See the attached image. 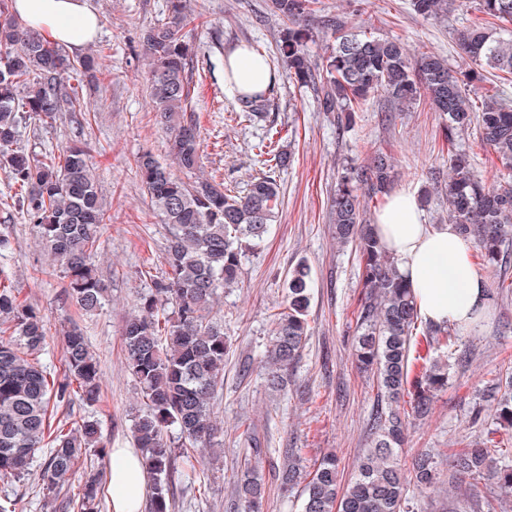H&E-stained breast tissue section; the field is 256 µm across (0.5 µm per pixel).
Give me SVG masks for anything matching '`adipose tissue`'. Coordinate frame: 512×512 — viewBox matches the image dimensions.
I'll list each match as a JSON object with an SVG mask.
<instances>
[{
    "label": "adipose tissue",
    "mask_w": 512,
    "mask_h": 512,
    "mask_svg": "<svg viewBox=\"0 0 512 512\" xmlns=\"http://www.w3.org/2000/svg\"><path fill=\"white\" fill-rule=\"evenodd\" d=\"M12 11L76 54L99 30L90 0H13ZM224 64L239 93H265L275 83L263 57L250 48L237 47ZM376 229L413 291L420 318L466 326L485 313V285L472 269L471 244L455 225L425 223L418 198L397 191L380 213ZM110 482L112 512H146L149 486L138 449H113Z\"/></svg>",
    "instance_id": "1"
}]
</instances>
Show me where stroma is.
Wrapping results in <instances>:
<instances>
[{
	"label": "stroma",
	"instance_id": "1",
	"mask_svg": "<svg viewBox=\"0 0 512 512\" xmlns=\"http://www.w3.org/2000/svg\"><path fill=\"white\" fill-rule=\"evenodd\" d=\"M100 26L87 51L98 59L95 81L81 71L69 74L81 85L88 124L63 114L50 127L30 125L20 144L32 154L61 152L72 141L92 147L98 191L110 218L103 225L96 264L107 289L101 309L87 314L67 296V281L35 243L31 224L13 200L18 189L0 168V283L44 316L50 344L41 363L60 366L63 333L80 326L100 364L101 400L90 407L80 400L61 406L57 416L75 422L98 420L107 448L134 447L133 423L144 409L140 387L131 375L122 340L125 318L163 270L166 229L136 173L135 158L151 151L171 163L169 136L155 122L147 92L145 29L165 17V0H92ZM196 21L186 30L193 47L192 110L200 122L204 171L231 192L244 190L264 170L258 143L274 130L280 150L291 161L281 170L279 213L264 246L248 254L239 287L221 293L214 313L224 325L229 353L224 360V389L213 404L222 427L216 454L200 459L194 479L173 473L168 484L174 512H229L235 485L244 469L250 431L267 449L264 467L282 461L286 448L298 449L305 467L333 451L343 465L371 446L377 385L355 363L354 312L361 298V269L352 246L338 245L332 235L329 200L343 165H367L373 151L384 149L395 161L394 190L428 194L423 208L429 224L447 223V206L434 189L448 173L443 120L428 102L401 112L383 94H375L353 125L338 130L335 113L320 111L311 89L277 71L261 117L245 121L234 90L224 79V57L244 44L267 58L278 55L282 19L270 0H191ZM340 15L355 26L371 28L383 38L401 39L411 54L434 52L457 71L467 66L454 31L481 21L482 13L456 11L447 21L423 20L409 0H318L309 25L317 34L309 42V60L321 68L327 41L324 19ZM312 271L315 286L308 308L309 341L289 368L284 387L266 379L264 351L271 336L270 316L282 302L289 272L299 262ZM471 264L486 283L487 317L475 336L459 341L449 360L448 388L437 398L429 418L410 420L408 441L397 455L410 461L433 448H452L461 438L485 436L492 424V380L512 375V293H499L495 268L479 252ZM440 489L411 496L414 512H457L465 491L450 482L440 464ZM0 505L7 512H59L55 498L43 493L36 474L0 480Z\"/></svg>",
	"mask_w": 512,
	"mask_h": 512
}]
</instances>
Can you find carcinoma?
<instances>
[{
  "label": "carcinoma",
  "mask_w": 512,
  "mask_h": 512,
  "mask_svg": "<svg viewBox=\"0 0 512 512\" xmlns=\"http://www.w3.org/2000/svg\"><path fill=\"white\" fill-rule=\"evenodd\" d=\"M282 17L280 58L288 76L317 94L325 112L363 108L383 93L405 111L425 97L444 115L442 134L448 145V181L440 187L448 205V223L474 240L486 265L508 264L512 246V0H477V10L503 23L495 30L471 24L455 31L456 44L470 68L457 76L434 53L411 56L398 38L383 39L341 18L324 21L329 38L322 70L311 68L306 52L313 31L306 18L315 0H272ZM413 11L428 20H444L466 0H410ZM189 0H167L166 16L143 34L148 88L159 122L170 131L178 170L193 175L184 181L150 151L135 160L157 212L169 227L162 264L150 292L122 336L128 366L140 384L147 409L134 424V438L153 482L149 512H174L166 488L175 466L164 435L176 431L186 459L214 447L218 427L214 399L224 387V357L229 346L224 327L212 312L219 290L233 288L242 258L261 249L276 221L280 203L277 172L288 155L269 142L266 170L246 190L231 195L224 184L204 175L200 129L187 111L191 88L188 70L193 52L185 29L194 23ZM506 74L496 95L476 101L466 83L480 81L485 68ZM69 64L59 46L39 30L20 22L0 0V165L19 185L15 205L33 225L38 245L59 264L68 279V297L81 310L102 308L106 289L92 263L100 226L109 221L99 202L96 178L86 144L76 142L56 155L40 157L19 146L20 127L47 125L63 112L84 111L79 88L68 84ZM241 117L262 113L265 96H238ZM473 132L507 175L487 184L456 139ZM394 180L393 157L378 149L362 167L337 174L330 199V223L336 242L351 244L361 268L362 297L355 311V351L359 367L373 374L380 401L372 423V448L355 460L354 474L341 484V459L323 456L314 471L305 470L298 454L285 451L274 474L279 490L303 487L301 512H410L407 487L434 492L440 483V452H425L409 465L398 462L409 418L425 419L438 393L448 388V364L423 357L421 372L411 376L413 332L419 315L411 288L379 239L365 210L377 195H386ZM314 282L311 269L298 264L288 275L285 300L272 314L270 343L264 358L267 382L277 388L298 359L309 337L306 313ZM428 346L441 353L455 349L456 329L426 326ZM48 343L43 315L12 291L0 289V478H19L39 468L42 489L54 493L66 477L81 469L83 449L100 443L98 421L83 419L70 428L55 422V410L77 395L88 405L100 401V372L82 330L65 332L64 357L56 371L38 361ZM493 424L512 429V380L505 381ZM51 451L39 461L38 450ZM508 453L494 439L466 443L448 455V466L473 490L486 480L512 492V465L500 463ZM237 480L238 512H264L269 492L260 456L249 453ZM102 476L89 472L65 492L62 507L100 512Z\"/></svg>",
  "instance_id": "cac0c4a2"
}]
</instances>
